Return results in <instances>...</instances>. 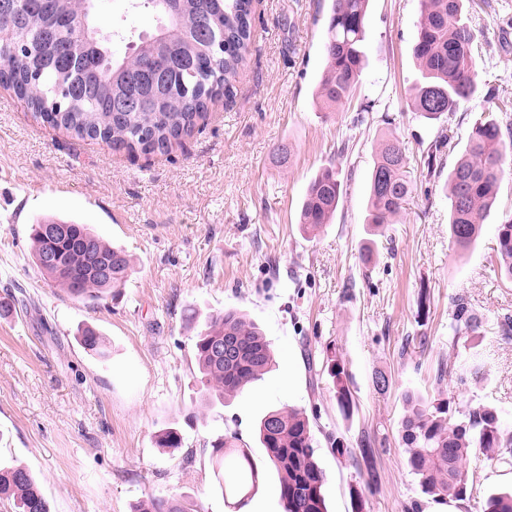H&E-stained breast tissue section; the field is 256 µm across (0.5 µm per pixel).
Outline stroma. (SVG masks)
I'll list each match as a JSON object with an SVG mask.
<instances>
[{"label":"stroma","instance_id":"obj_1","mask_svg":"<svg viewBox=\"0 0 512 512\" xmlns=\"http://www.w3.org/2000/svg\"><path fill=\"white\" fill-rule=\"evenodd\" d=\"M329 0H254V40L231 99H217L194 132L166 155L134 157L77 140L37 122L0 88V296L28 308L0 316V463L31 470L51 512H133L148 496L178 495L202 512H230L211 466L212 444L236 434L255 461L265 450L257 427L268 411L305 408L327 475L329 512H353L350 491L365 488L364 512H448L424 499L399 436L403 397L443 394L464 408L497 409L512 430V283L500 280L492 250L497 224L512 213L505 172L483 233L468 250L450 238L444 172L425 155L451 137L452 166L470 127L493 99L512 101V0H472L481 80L494 93L461 101L430 121L411 111L420 79L412 48L420 0H370L367 63L353 108L319 111L315 87L324 64ZM103 32H152L154 15L127 0H98ZM395 136L412 191L399 223L372 233L366 224L374 147ZM345 154H337L341 142ZM287 145V165L275 159ZM335 166L343 200L331 224L305 236L299 214L320 169ZM89 225L130 256L133 272L115 295L75 299L34 265L31 236L45 217ZM371 263H364L365 248ZM425 307H418L419 291ZM465 296L482 320L479 335L456 338L451 300ZM237 309L263 329L275 365L226 405H207L194 338L215 312ZM96 328L111 350L103 360L77 341ZM337 351L355 401L344 416L328 375L309 362ZM487 365L459 385L471 359ZM450 373L435 383L438 366ZM391 381L372 385L374 372ZM177 430L181 448L156 445ZM349 452H333L330 437ZM383 440L379 486L352 453L364 436ZM469 512L512 487V464L472 461Z\"/></svg>","mask_w":512,"mask_h":512}]
</instances>
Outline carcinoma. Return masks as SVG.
<instances>
[{"instance_id":"1","label":"carcinoma","mask_w":512,"mask_h":512,"mask_svg":"<svg viewBox=\"0 0 512 512\" xmlns=\"http://www.w3.org/2000/svg\"><path fill=\"white\" fill-rule=\"evenodd\" d=\"M97 0H0V83L13 90L33 117L62 128L79 140H97L124 152L166 154L190 135L208 104L233 96L239 70L250 55L253 0H131L133 9L156 14L157 30L140 34L132 53L119 58L111 37L97 18ZM370 0H330L325 33V65L315 98L326 111L350 103L365 62ZM470 0H421V16L413 56L422 81L410 91L413 111L437 120L456 110L462 100L482 91L476 60L477 44L465 16ZM508 109L477 119L462 155L448 169L446 195L449 233L467 250L482 233L484 215L491 209L512 153ZM449 141L440 137L427 150L432 173L443 166ZM406 158L396 137L388 135L376 148L370 175L367 223L378 231L397 221L411 188L405 176ZM342 198L336 168H322L307 186L299 224L306 235L330 223ZM41 220L32 233V257L38 270L77 299L99 300L110 289L125 285L130 259L85 224L58 220L70 237L49 241ZM57 247L64 269L44 266L40 255ZM497 271L512 282V214L496 225ZM452 320L458 337L479 333L482 320L462 296L452 299ZM81 346L106 359L104 337L86 326ZM234 343L236 356L215 358L218 347ZM195 356L212 401L242 393L272 366L274 351L260 327L240 312L227 309L210 316L195 342ZM336 403L346 416L355 402L348 374L337 352L327 356ZM400 438L406 464L418 478L421 492L434 501L471 500L469 467L483 457L512 462V433L504 430L496 408L479 404L460 410L440 396L405 395ZM266 464L279 482L284 512H328L310 419L302 408L273 410L258 424ZM160 448H179L180 434L168 429L156 436ZM217 487L237 509L258 490L260 468L234 434L212 444ZM376 443L360 449L368 472L367 486L377 483L371 461ZM0 499L15 512H51L50 503L28 468L0 465ZM135 512H198L181 497L151 496ZM481 512H512V492L489 494Z\"/></svg>"}]
</instances>
